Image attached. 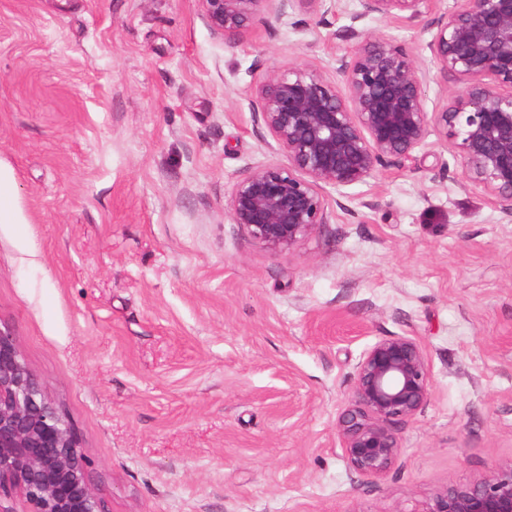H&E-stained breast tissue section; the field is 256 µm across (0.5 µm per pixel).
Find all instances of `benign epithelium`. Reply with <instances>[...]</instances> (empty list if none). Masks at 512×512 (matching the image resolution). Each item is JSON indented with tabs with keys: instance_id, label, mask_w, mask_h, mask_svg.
I'll return each instance as SVG.
<instances>
[{
	"instance_id": "obj_1",
	"label": "benign epithelium",
	"mask_w": 512,
	"mask_h": 512,
	"mask_svg": "<svg viewBox=\"0 0 512 512\" xmlns=\"http://www.w3.org/2000/svg\"><path fill=\"white\" fill-rule=\"evenodd\" d=\"M209 28L228 41L255 21H277L303 7L315 21L339 17L341 0H198ZM359 0L342 34L356 40L336 56L335 77L301 61L272 67L254 88L253 112L285 160L248 170L224 210L265 250L297 246L328 222L322 189L367 182L409 158L437 133L465 179L512 218V0ZM366 19H394L433 31L425 43L443 81L429 109L430 72L391 35ZM431 400L430 369L420 345L395 336L377 341L356 367L350 406L338 422L349 468L383 478L401 450L395 426ZM92 462L72 425L45 395L16 339L0 330V494L23 512H108L90 476ZM422 512H512V461L465 485L437 492Z\"/></svg>"
}]
</instances>
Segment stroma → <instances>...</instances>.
I'll return each mask as SVG.
<instances>
[{
  "label": "stroma",
  "instance_id": "1",
  "mask_svg": "<svg viewBox=\"0 0 512 512\" xmlns=\"http://www.w3.org/2000/svg\"><path fill=\"white\" fill-rule=\"evenodd\" d=\"M343 14L226 43L198 0H0V329L75 428L110 512H420L512 460V219L437 137L322 191L292 250L224 211L281 160L267 67L332 70ZM422 347L432 396L384 478L337 420L375 342ZM14 182L11 175L0 167V223L23 224L26 220L14 199Z\"/></svg>",
  "mask_w": 512,
  "mask_h": 512
}]
</instances>
